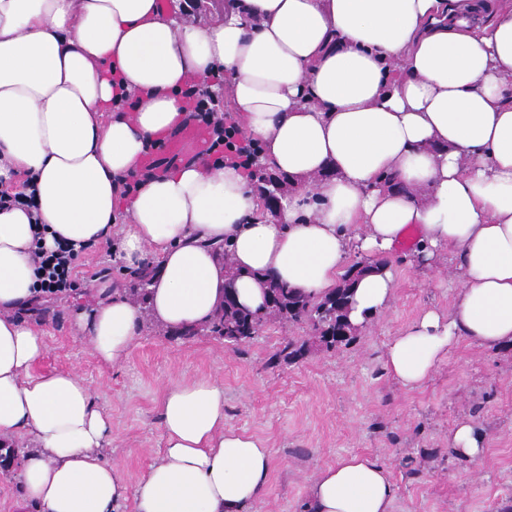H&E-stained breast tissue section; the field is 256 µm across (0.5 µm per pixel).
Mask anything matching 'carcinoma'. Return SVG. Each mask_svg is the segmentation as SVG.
Returning <instances> with one entry per match:
<instances>
[{
    "mask_svg": "<svg viewBox=\"0 0 512 512\" xmlns=\"http://www.w3.org/2000/svg\"><path fill=\"white\" fill-rule=\"evenodd\" d=\"M363 273L362 263L352 264L341 278L339 287L332 289L319 300H312L285 284L269 281L268 305L256 311L236 310L225 302L211 320L199 327H188L175 332L177 336L191 338L207 334L224 339L225 342L240 346L248 343L246 337L257 336L269 324L282 326L303 323L313 333L319 346L331 350L352 341L350 336H336V329L344 327L351 307V285ZM138 287L131 289L132 298L144 305L147 303L150 272L140 269L134 273ZM307 343L285 341L279 356L287 361H296L304 355Z\"/></svg>",
    "mask_w": 512,
    "mask_h": 512,
    "instance_id": "cac0c4a2",
    "label": "carcinoma"
}]
</instances>
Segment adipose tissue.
<instances>
[{
  "label": "adipose tissue",
  "mask_w": 512,
  "mask_h": 512,
  "mask_svg": "<svg viewBox=\"0 0 512 512\" xmlns=\"http://www.w3.org/2000/svg\"><path fill=\"white\" fill-rule=\"evenodd\" d=\"M218 74L258 166L292 181L277 217L259 215L255 182L230 162L142 168L186 124L187 82ZM24 182L35 209H0V443L30 444L5 473L22 507L248 512L272 453L225 426L223 385L165 386L163 446L131 489L83 379L35 373L43 334L18 310L36 296V226L48 250L108 243L114 263L155 262L146 307L105 278L73 312L106 366L127 359L144 319L209 321L232 267L254 310L264 276L317 299L362 254L376 269L349 319L364 324L395 296L384 258L410 227L425 260L453 252L459 287L449 312L424 310L388 342L392 377L421 386L465 338L512 344V0H230L203 25L162 0H0V188ZM395 499L390 470L351 454L317 472L305 512H393Z\"/></svg>",
  "instance_id": "ef3b65f1"
}]
</instances>
